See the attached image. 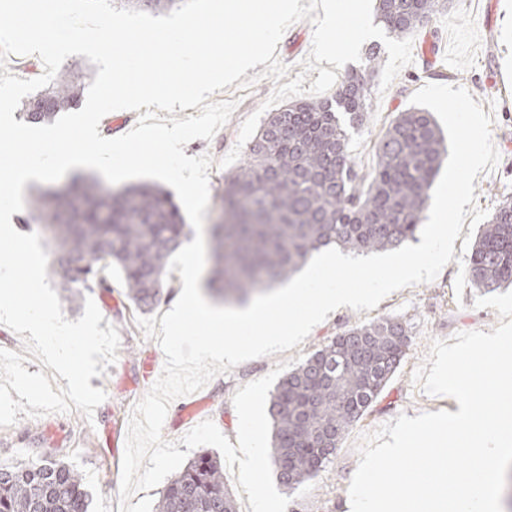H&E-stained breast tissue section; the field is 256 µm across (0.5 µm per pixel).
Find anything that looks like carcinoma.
Returning <instances> with one entry per match:
<instances>
[{"instance_id":"cac0c4a2","label":"carcinoma","mask_w":512,"mask_h":512,"mask_svg":"<svg viewBox=\"0 0 512 512\" xmlns=\"http://www.w3.org/2000/svg\"><path fill=\"white\" fill-rule=\"evenodd\" d=\"M140 11L169 10L182 0H124ZM445 8L443 0H377L376 18L393 39L411 35ZM369 73L348 75L328 100L287 104L270 112L248 143L244 161L224 173L217 194L220 223L209 228V291L228 305L291 279L321 249L386 251L417 240L429 192L448 149L434 116L411 108L396 115L376 145V163L361 175L350 155L348 127L369 112ZM85 75L59 72L22 105L25 120L52 123L79 105ZM30 220L45 230L61 267V300L80 306L94 283L111 291L99 261L120 272L126 297L146 312L169 287L167 265L193 234L179 207L152 185L111 188L85 179L46 190L29 202ZM473 287L492 293L512 285V196L503 198L468 258ZM411 342L408 326L380 317L344 329L279 381L270 397V463L292 491L335 455L350 427L371 409L397 372ZM82 478L61 461L0 467V512H87ZM155 512H238L224 466L198 455L171 480Z\"/></svg>"}]
</instances>
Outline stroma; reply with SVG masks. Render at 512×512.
Masks as SVG:
<instances>
[{"label":"stroma","mask_w":512,"mask_h":512,"mask_svg":"<svg viewBox=\"0 0 512 512\" xmlns=\"http://www.w3.org/2000/svg\"><path fill=\"white\" fill-rule=\"evenodd\" d=\"M312 41L313 26L306 19L291 25L282 36L275 55L288 67V79L301 73L310 83L318 78V71H305L302 65ZM412 58V64L401 69L388 89H381L379 77H372L370 112L351 139L356 169L372 167L379 132L398 112L410 108L415 92L428 84L460 86L493 119L491 136L500 159L474 181L477 208L493 212L502 196H512V0H450L447 11L413 35ZM264 70L261 64L247 70L252 80L248 88L233 84L210 95V102L232 101L236 109L212 139H195L184 147L186 155L210 156V190L219 186L225 173L220 162L235 147L243 121L274 90L275 83L264 77ZM467 258V252L455 250L452 261L433 281L392 292L369 311L344 308L331 312L296 347L245 361L215 376L200 391L198 421L212 420L229 442H236L238 416L232 399L238 388L264 377L280 363L299 364L345 326L378 317L406 322L411 343L399 369L369 414L346 433L324 471L291 495L287 507V512H348V488L360 460L357 446L365 434L402 414L414 417L457 408L455 399L426 394L413 381L431 342L451 340L463 331L489 333L501 322L495 309L476 307L478 294L468 282ZM170 283L161 301L147 312L136 310L126 298L120 276H113L111 293L91 290L105 321L115 326L120 336L116 362L105 374L90 380L92 387L106 391V400L89 420L81 418L76 409L37 418L18 414L15 424L0 428V465L34 460L36 446H43L48 456L81 475L89 512H118L128 421L134 405L163 371L160 321L182 290L178 272H171Z\"/></svg>","instance_id":"1"}]
</instances>
